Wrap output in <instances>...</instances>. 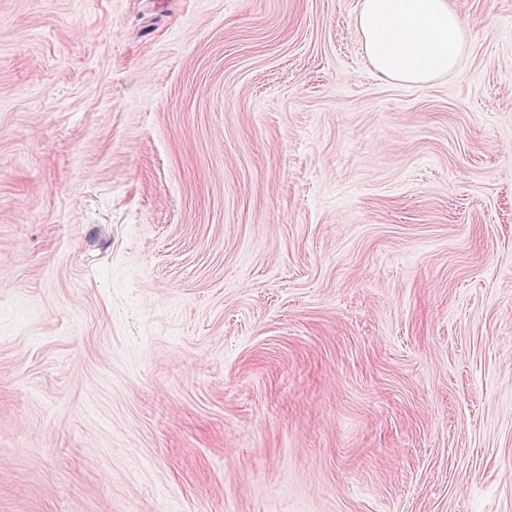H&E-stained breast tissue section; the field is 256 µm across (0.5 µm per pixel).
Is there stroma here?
<instances>
[{
  "label": "stroma",
  "mask_w": 512,
  "mask_h": 512,
  "mask_svg": "<svg viewBox=\"0 0 512 512\" xmlns=\"http://www.w3.org/2000/svg\"><path fill=\"white\" fill-rule=\"evenodd\" d=\"M359 3L0 0V512H512V0ZM356 26L381 77L425 85L467 55L466 23L447 0H362Z\"/></svg>",
  "instance_id": "1"
}]
</instances>
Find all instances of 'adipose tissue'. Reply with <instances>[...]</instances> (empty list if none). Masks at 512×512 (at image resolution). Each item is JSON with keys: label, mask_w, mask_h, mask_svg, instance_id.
Masks as SVG:
<instances>
[{"label": "adipose tissue", "mask_w": 512, "mask_h": 512, "mask_svg": "<svg viewBox=\"0 0 512 512\" xmlns=\"http://www.w3.org/2000/svg\"><path fill=\"white\" fill-rule=\"evenodd\" d=\"M356 26L375 72L425 85L467 55L466 23L448 0H361Z\"/></svg>", "instance_id": "1"}]
</instances>
